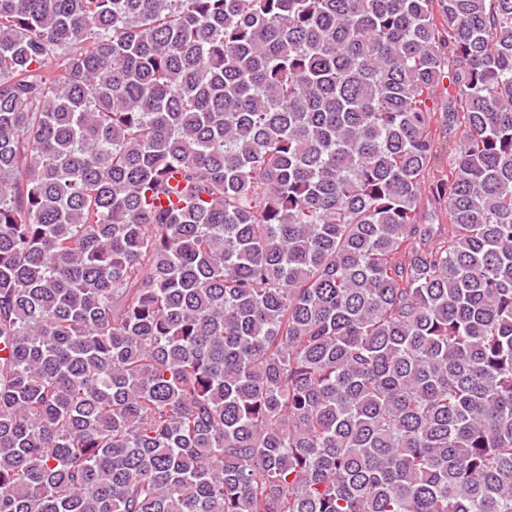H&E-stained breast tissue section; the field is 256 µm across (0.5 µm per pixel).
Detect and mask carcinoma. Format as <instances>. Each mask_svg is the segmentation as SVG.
Listing matches in <instances>:
<instances>
[{"mask_svg": "<svg viewBox=\"0 0 512 512\" xmlns=\"http://www.w3.org/2000/svg\"><path fill=\"white\" fill-rule=\"evenodd\" d=\"M0 512H512V0H0Z\"/></svg>", "mask_w": 512, "mask_h": 512, "instance_id": "obj_1", "label": "carcinoma"}]
</instances>
